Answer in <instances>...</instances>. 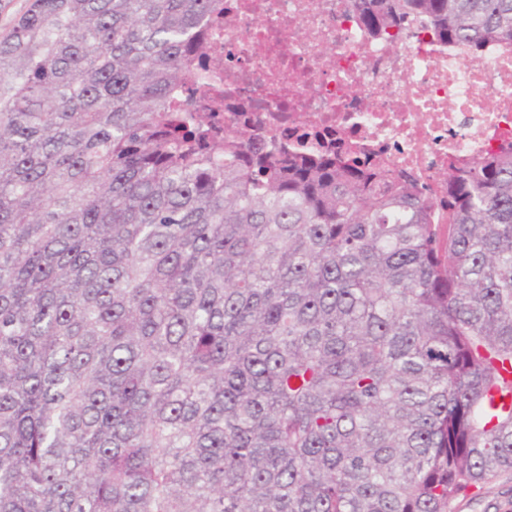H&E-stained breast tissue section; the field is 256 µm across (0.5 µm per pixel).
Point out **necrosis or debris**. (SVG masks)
I'll list each match as a JSON object with an SVG mask.
<instances>
[{"mask_svg":"<svg viewBox=\"0 0 512 512\" xmlns=\"http://www.w3.org/2000/svg\"><path fill=\"white\" fill-rule=\"evenodd\" d=\"M210 35L198 104L232 133L283 148L335 140L416 178L436 202L452 163L512 151V43L492 42L483 64L469 48L413 27L398 39L369 35L354 0H224Z\"/></svg>","mask_w":512,"mask_h":512,"instance_id":"necrosis-or-debris-1","label":"necrosis or debris"}]
</instances>
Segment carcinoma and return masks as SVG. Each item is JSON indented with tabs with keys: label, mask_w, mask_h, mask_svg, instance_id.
Wrapping results in <instances>:
<instances>
[{
	"label": "carcinoma",
	"mask_w": 512,
	"mask_h": 512,
	"mask_svg": "<svg viewBox=\"0 0 512 512\" xmlns=\"http://www.w3.org/2000/svg\"><path fill=\"white\" fill-rule=\"evenodd\" d=\"M221 0L0 38V512H450L512 472V154L385 166L176 125ZM478 49L512 0H360Z\"/></svg>",
	"instance_id": "cac0c4a2"
}]
</instances>
